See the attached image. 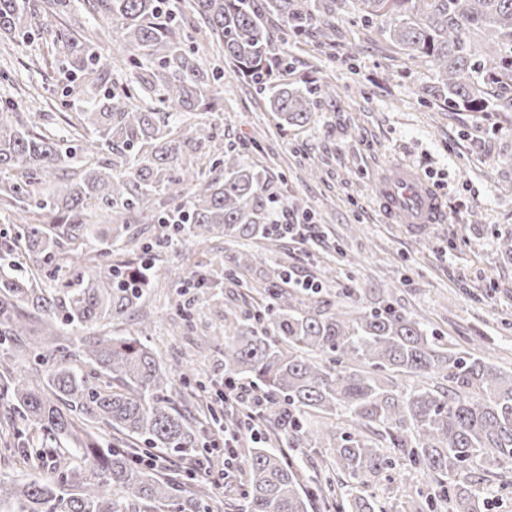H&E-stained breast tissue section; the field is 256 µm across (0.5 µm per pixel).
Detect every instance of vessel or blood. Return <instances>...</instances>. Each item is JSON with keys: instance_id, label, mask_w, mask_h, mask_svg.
<instances>
[{"instance_id": "vessel-or-blood-1", "label": "vessel or blood", "mask_w": 512, "mask_h": 512, "mask_svg": "<svg viewBox=\"0 0 512 512\" xmlns=\"http://www.w3.org/2000/svg\"><path fill=\"white\" fill-rule=\"evenodd\" d=\"M376 193L387 223L404 225L410 233L424 235L444 221L442 199L410 165L390 166Z\"/></svg>"}]
</instances>
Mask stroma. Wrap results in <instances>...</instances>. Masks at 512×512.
<instances>
[{
  "mask_svg": "<svg viewBox=\"0 0 512 512\" xmlns=\"http://www.w3.org/2000/svg\"><path fill=\"white\" fill-rule=\"evenodd\" d=\"M335 2L330 21L336 33L330 39L313 28L295 41L280 20L266 22L276 48L292 60L285 82L336 89L335 99L319 102L308 125L279 126L250 79L219 62L215 84L223 103L220 111L205 114V121L218 123L225 148L255 138L246 157L265 172L269 193L317 227L308 242L282 237L256 241L250 249L260 256L274 252L296 279L331 271L320 300L333 303L352 294L375 307L389 297L396 309L452 347L511 370L512 258L500 242L512 234V130L498 113L449 108L428 63L409 57L378 25L358 18L353 0ZM34 95L50 104L49 110L30 114L29 124L37 130L64 128L60 99H67L73 112L85 101L70 56L46 43L44 35L32 33L22 43L1 39L0 99L19 103ZM312 156L319 161L314 176L307 172ZM401 160L414 163L444 198L445 222L424 239L385 223L376 201L375 175ZM268 303L258 290L239 287L222 270H209L187 286L155 283L145 304L149 325L118 319L109 331L148 336L177 386L187 358H194L197 375L186 403L205 444L215 431L206 405L224 387V367L217 346L206 345L204 338L219 334L225 311ZM242 444L243 451L229 460L204 451L182 459L166 453L161 471L179 482L194 477L210 489L217 512H237L251 441ZM474 491L482 512H512V468L487 473ZM367 493L386 512H401L406 497L418 494L434 498L435 512H450L426 473L400 465Z\"/></svg>",
  "mask_w": 512,
  "mask_h": 512,
  "instance_id": "35a3bbf8",
  "label": "stroma"
}]
</instances>
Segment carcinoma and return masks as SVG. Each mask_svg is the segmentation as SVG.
Wrapping results in <instances>:
<instances>
[{
  "instance_id": "1",
  "label": "carcinoma",
  "mask_w": 512,
  "mask_h": 512,
  "mask_svg": "<svg viewBox=\"0 0 512 512\" xmlns=\"http://www.w3.org/2000/svg\"><path fill=\"white\" fill-rule=\"evenodd\" d=\"M106 17L124 64L139 69L129 89L97 91L96 42L76 37L82 27H58L66 0H0V33L24 38L42 31L70 53L85 77L88 98L66 116L75 132L60 139L27 129L19 104L0 105V209L18 214L10 241H0V397L13 403V442L0 455L30 461L50 457V484L0 481L8 512H213L206 489L186 491L146 462L139 444L190 455L198 434L180 408L167 370L136 336H61L58 322L80 329L107 326L138 310L160 279L186 281L183 269L155 264L116 265L105 252L85 272L79 247L109 226L113 241L130 224H169L183 213L181 233L206 241L245 244L274 239L273 198L266 176L242 150H224L217 125L182 126L186 112H209L220 92L208 63L186 47L199 22L233 67L268 91L269 110L282 126L311 122V92L274 83L288 57L272 49L265 25L282 18L289 35L303 36L316 20L308 0H188L174 11L168 0H88ZM356 14L383 26L389 40L430 63L448 92V107L497 112L512 126V0H355ZM213 148L209 177L198 165ZM82 160L70 163L72 155ZM52 183L44 196L37 186ZM23 248L32 267L11 261ZM67 260L73 278L51 292L37 282ZM256 268L239 251L227 271ZM263 274L273 308H240L224 315V381L248 376L263 391V419L288 443L324 440L332 471L305 485L302 467L281 449H250L249 479L240 512H375L361 491L395 468V461L448 486L452 512H481L470 489L476 470L512 466V374L470 352H455L426 325L388 303L367 309L355 301L307 300L289 292L288 271ZM53 337L30 339L33 324ZM40 372L16 368L34 352ZM420 377L402 389L395 377ZM440 378L447 386H431ZM112 442L104 448L101 430ZM351 484L338 498L332 473Z\"/></svg>"
}]
</instances>
